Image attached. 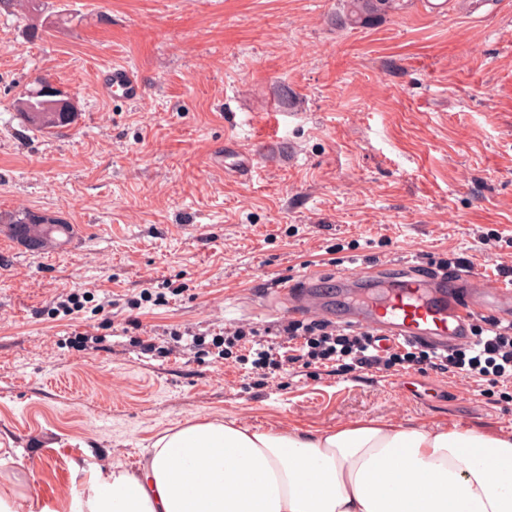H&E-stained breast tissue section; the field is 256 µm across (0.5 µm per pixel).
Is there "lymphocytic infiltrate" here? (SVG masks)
<instances>
[{
    "label": "lymphocytic infiltrate",
    "mask_w": 512,
    "mask_h": 512,
    "mask_svg": "<svg viewBox=\"0 0 512 512\" xmlns=\"http://www.w3.org/2000/svg\"><path fill=\"white\" fill-rule=\"evenodd\" d=\"M474 343L445 351L415 345L379 351L364 332L337 327L328 321H290L278 330L280 337L300 343L305 365L330 364L343 371L387 370L396 366L426 371L435 368L476 382L512 380V326L494 321L476 325Z\"/></svg>",
    "instance_id": "lymphocytic-infiltrate-1"
}]
</instances>
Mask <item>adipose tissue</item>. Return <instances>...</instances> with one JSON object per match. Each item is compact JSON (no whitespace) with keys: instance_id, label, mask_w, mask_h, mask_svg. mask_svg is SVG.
Instances as JSON below:
<instances>
[{"instance_id":"1","label":"adipose tissue","mask_w":512,"mask_h":512,"mask_svg":"<svg viewBox=\"0 0 512 512\" xmlns=\"http://www.w3.org/2000/svg\"><path fill=\"white\" fill-rule=\"evenodd\" d=\"M70 512H512V438L197 423L157 438L138 470H94Z\"/></svg>"}]
</instances>
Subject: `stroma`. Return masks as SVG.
I'll return each instance as SVG.
<instances>
[{
	"label": "stroma",
	"mask_w": 512,
	"mask_h": 512,
	"mask_svg": "<svg viewBox=\"0 0 512 512\" xmlns=\"http://www.w3.org/2000/svg\"><path fill=\"white\" fill-rule=\"evenodd\" d=\"M44 2L69 22L39 39L26 0L0 9V212L59 215L83 237L41 257L0 239V485L23 491L16 512L31 496L68 512L86 467L137 469L195 423L512 437V383L256 370L219 338L295 320L274 286L308 272H428L453 251L496 279L503 254L478 237H512V0H411L355 29L330 22L341 0ZM115 66L140 75L142 102L103 93ZM38 75L76 105L63 133L12 106ZM228 143L250 178L214 166ZM69 293L81 308L55 316Z\"/></svg>",
	"instance_id": "stroma-1"
}]
</instances>
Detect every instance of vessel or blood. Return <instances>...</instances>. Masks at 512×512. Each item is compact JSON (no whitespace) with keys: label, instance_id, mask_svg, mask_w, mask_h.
Instances as JSON below:
<instances>
[{"label":"vessel or blood","instance_id":"1","mask_svg":"<svg viewBox=\"0 0 512 512\" xmlns=\"http://www.w3.org/2000/svg\"><path fill=\"white\" fill-rule=\"evenodd\" d=\"M109 98L136 103L145 94L139 75L115 67L102 77ZM0 236L26 253L37 255L74 248L77 227L73 224H1ZM320 274L303 275L298 282H280L278 291L294 307L316 315L338 314L342 326L371 332L381 345L427 343L443 350L474 342L476 320L489 316L497 323L512 324V280H487L480 273L435 274L393 284L379 306L367 298L369 278L354 274L343 278L357 298L348 311L336 313Z\"/></svg>","mask_w":512,"mask_h":512}]
</instances>
